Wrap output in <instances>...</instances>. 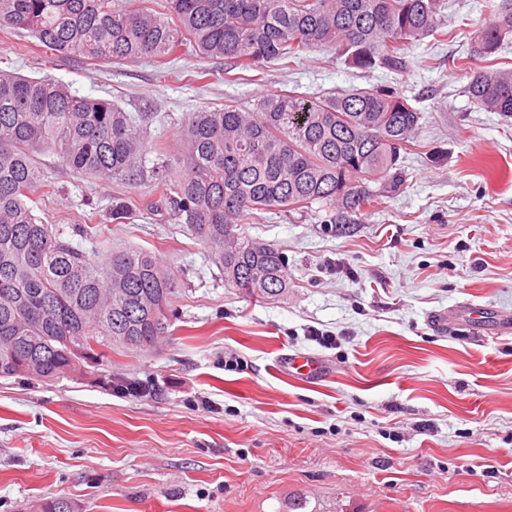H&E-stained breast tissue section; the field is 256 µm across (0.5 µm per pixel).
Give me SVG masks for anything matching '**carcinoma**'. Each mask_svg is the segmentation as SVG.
Returning a JSON list of instances; mask_svg holds the SVG:
<instances>
[{
  "mask_svg": "<svg viewBox=\"0 0 512 512\" xmlns=\"http://www.w3.org/2000/svg\"><path fill=\"white\" fill-rule=\"evenodd\" d=\"M471 56L512 43V0H482ZM443 0H161L154 12L118 0H0V29L25 30L51 56L91 61L168 60L192 45L229 70L291 67L328 47L349 68L401 73L408 50L443 40ZM469 108L512 117V68L473 70ZM419 98L380 85L331 95L294 91L249 109L233 99L192 114L178 132L177 171L158 154L161 198L209 249L224 284L246 295L288 296L282 253L240 230L253 211L326 213V222L386 208L407 180ZM49 150L77 175H143L144 140L108 99L48 75L0 68V378L52 383L101 365L109 353L149 349L167 334L181 279L144 249L100 262L43 223L29 203ZM135 202L117 199L121 223Z\"/></svg>",
  "mask_w": 512,
  "mask_h": 512,
  "instance_id": "cac0c4a2",
  "label": "carcinoma"
}]
</instances>
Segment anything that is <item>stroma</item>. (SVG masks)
Returning a JSON list of instances; mask_svg holds the SVG:
<instances>
[{
  "mask_svg": "<svg viewBox=\"0 0 512 512\" xmlns=\"http://www.w3.org/2000/svg\"><path fill=\"white\" fill-rule=\"evenodd\" d=\"M448 39H424L394 74L347 68L317 49L260 81L223 79L224 62L184 50L165 82L152 59L45 67L37 40L0 30V61L108 99L154 146L177 154L191 113L297 90L390 84L425 110L408 180L384 210L324 224L300 212L244 217L288 264L287 299L225 286L205 246L167 206L113 223L117 198L155 199L153 180H98L44 151L33 209L88 255L141 248L180 274L177 319L156 350L113 355L79 378L0 379V512H512V118L469 110L448 65L484 22L480 0H448ZM478 305L486 334L437 333L434 311ZM336 338L325 348L307 335ZM309 353L319 378L282 363ZM152 385L110 391L108 380Z\"/></svg>",
  "mask_w": 512,
  "mask_h": 512,
  "instance_id": "1",
  "label": "stroma"
}]
</instances>
